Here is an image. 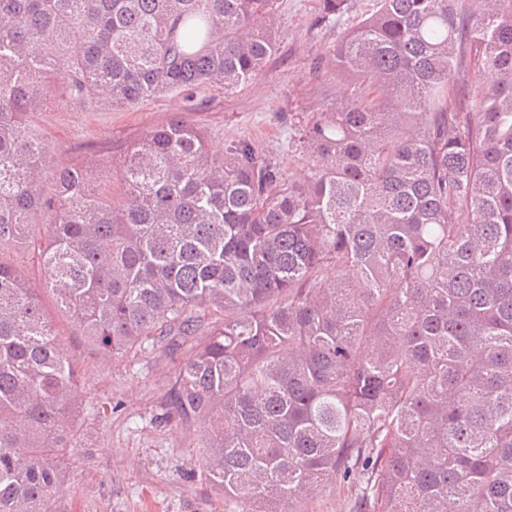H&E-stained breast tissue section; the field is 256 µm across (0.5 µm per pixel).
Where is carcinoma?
I'll return each mask as SVG.
<instances>
[{
	"mask_svg": "<svg viewBox=\"0 0 512 512\" xmlns=\"http://www.w3.org/2000/svg\"><path fill=\"white\" fill-rule=\"evenodd\" d=\"M275 49L272 0H0V512H58L80 387L8 252L100 354L179 351L162 421L200 423L224 512L328 485L348 512H512V0H375L334 53L359 93L299 134L304 182L173 119L127 149L116 206L29 121L233 91Z\"/></svg>",
	"mask_w": 512,
	"mask_h": 512,
	"instance_id": "1",
	"label": "carcinoma"
}]
</instances>
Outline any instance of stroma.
<instances>
[{
  "instance_id": "1",
  "label": "stroma",
  "mask_w": 512,
  "mask_h": 512,
  "mask_svg": "<svg viewBox=\"0 0 512 512\" xmlns=\"http://www.w3.org/2000/svg\"><path fill=\"white\" fill-rule=\"evenodd\" d=\"M348 4L341 19L324 23L322 0H274L276 50L262 74L237 90L205 85L115 109L50 97L33 121L55 167H77L112 180L119 177L128 146L174 116L201 127L213 153L245 138L276 164L284 180H305L318 162L298 141L301 127L324 104L358 90L330 58L342 33L373 3ZM42 301L81 374L72 416L77 435L66 457L71 484L59 499L60 512H224V499L202 468L199 428L158 420L177 357L148 349L132 360L101 359L50 296Z\"/></svg>"
}]
</instances>
